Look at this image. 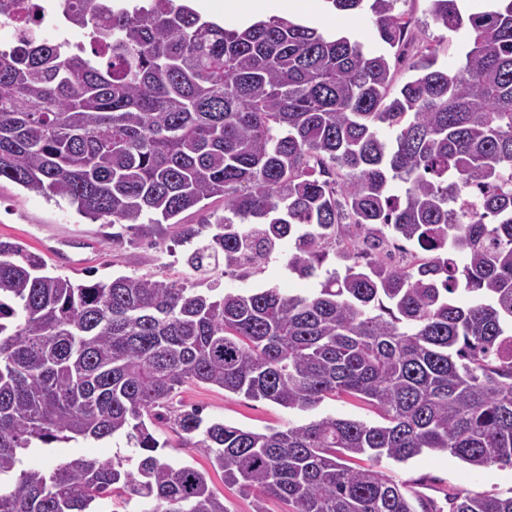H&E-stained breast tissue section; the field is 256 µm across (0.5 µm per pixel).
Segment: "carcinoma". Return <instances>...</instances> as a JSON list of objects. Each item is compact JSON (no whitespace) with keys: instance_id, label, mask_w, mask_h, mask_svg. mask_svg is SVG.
Here are the masks:
<instances>
[{"instance_id":"obj_1","label":"carcinoma","mask_w":512,"mask_h":512,"mask_svg":"<svg viewBox=\"0 0 512 512\" xmlns=\"http://www.w3.org/2000/svg\"><path fill=\"white\" fill-rule=\"evenodd\" d=\"M398 0L364 9L384 52L285 18L226 29L176 0L128 9L65 0L91 51L0 53V180L94 221L152 236L177 224L206 275L256 267L289 244L288 270L336 267L311 294H218L119 275L77 284L0 240V512H230L206 470L174 465L153 426L187 383L308 411L351 396L371 425L325 416L266 432L174 425L224 485L292 512H512V496L462 491L448 510L374 464L425 450L475 469L512 467V0L462 16L428 0L470 49L455 71L425 47L392 92L411 21ZM224 202L213 224L179 216ZM417 251L391 261L394 239ZM125 437L120 457L20 469L40 442Z\"/></svg>"}]
</instances>
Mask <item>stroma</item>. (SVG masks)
Masks as SVG:
<instances>
[{
    "mask_svg": "<svg viewBox=\"0 0 512 512\" xmlns=\"http://www.w3.org/2000/svg\"><path fill=\"white\" fill-rule=\"evenodd\" d=\"M396 8L411 21L415 47H436L441 66L455 69L462 64L467 50L465 33L451 32L437 24L428 12L427 0H398ZM305 23L327 35L343 32L372 50L381 47L365 14L349 17L347 24L341 26L336 15L321 7L307 17ZM109 232V227L78 215L66 202L46 199L5 180L0 182V240L20 243L29 252L41 256L51 272L78 283L107 281L118 275L132 274L198 283V275L185 263L192 247L178 243L175 225H165L163 235L136 236L118 246L109 240ZM212 280L224 293L243 288L276 287L285 293L306 294L318 283L317 278L302 279L289 273L286 258L282 255L270 257L258 274L238 269L215 273ZM176 401L200 407L204 420L217 419L261 432L326 415L372 425L381 421L375 409L348 397L328 398L315 409L299 411L268 401L252 400L211 385L189 383L181 388ZM132 454V448L122 438L80 439L31 450L24 455L23 463L47 467L55 459L66 456L106 459ZM377 468L396 482L418 484L420 492L440 503L452 490L494 491L504 497L512 495V468L494 465L476 470L448 454L426 452L404 464L385 458Z\"/></svg>",
    "mask_w": 512,
    "mask_h": 512,
    "instance_id": "35a3bbf8",
    "label": "stroma"
}]
</instances>
